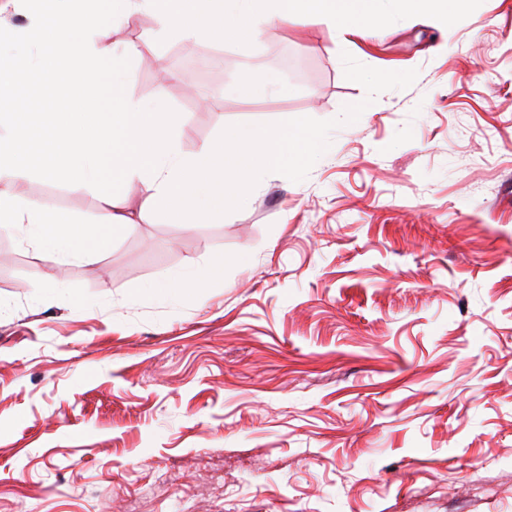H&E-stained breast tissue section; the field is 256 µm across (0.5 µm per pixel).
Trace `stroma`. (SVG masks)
I'll use <instances>...</instances> for the list:
<instances>
[{"mask_svg": "<svg viewBox=\"0 0 512 512\" xmlns=\"http://www.w3.org/2000/svg\"><path fill=\"white\" fill-rule=\"evenodd\" d=\"M113 40L141 45L126 94L185 114L190 154L363 100L341 51L418 76L226 215L139 217L81 262L0 232V512H512V0L346 41L321 23L188 44L147 13ZM257 74L273 91L235 93ZM216 255L223 276L148 294Z\"/></svg>", "mask_w": 512, "mask_h": 512, "instance_id": "35a3bbf8", "label": "stroma"}]
</instances>
